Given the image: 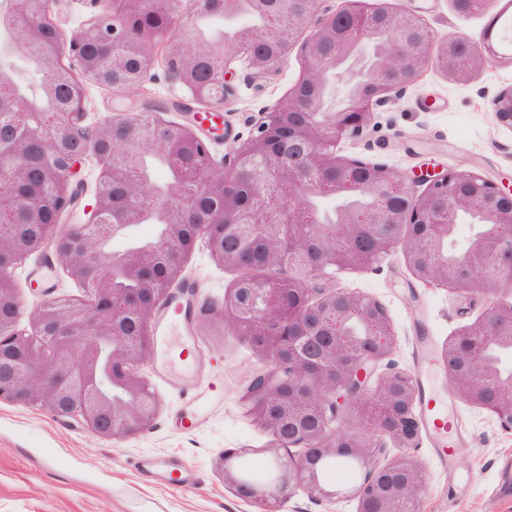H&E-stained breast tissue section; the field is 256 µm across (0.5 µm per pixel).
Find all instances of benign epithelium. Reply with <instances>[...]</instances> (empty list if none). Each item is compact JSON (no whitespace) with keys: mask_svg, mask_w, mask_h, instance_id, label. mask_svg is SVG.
<instances>
[{"mask_svg":"<svg viewBox=\"0 0 512 512\" xmlns=\"http://www.w3.org/2000/svg\"><path fill=\"white\" fill-rule=\"evenodd\" d=\"M50 0H26L28 8L0 12V52L26 57L44 40L43 28L53 25ZM288 6L289 22L274 29L276 50L253 31L241 32L230 44L213 42L206 55V78L197 73L199 58L192 15L210 10L211 0H141L142 11L164 6L166 22L147 29L135 40L123 0H92L96 10L69 38L43 48L41 62L69 77L68 109L53 113L48 131H37L15 145L0 160V184L22 185L31 164L42 159L43 197L55 198L58 211L74 206L77 193L71 179L91 150L117 142L135 153L159 148L177 155L186 143L206 144L186 125L169 121L148 104L143 112L85 124V90L75 80L80 71L89 80L123 90L137 82L128 72L130 59H143L141 78L151 71L144 47L161 40L167 44L165 65L169 77L186 87L193 100L211 112L224 111L234 95L232 79L244 60L257 75L270 73L300 48L302 75L288 97L262 114L251 136L216 162L210 151L200 156V170L174 192L154 199L160 221L171 233L187 222L198 198L220 196L224 206L198 214L208 231L202 242L223 266L239 271L224 297L231 327L257 348L266 360L261 383L240 397L248 414L273 437L265 453L278 456V477L269 484L242 482L237 462L247 448L224 451V479L261 512H279L277 505L294 489L302 488L324 499L339 495L326 482L318 461L339 454L354 457L363 478L350 495L357 512H419L418 498L425 479L418 462L405 455L380 465L383 440L413 448L419 437L413 377L378 367L389 355L394 333L385 307L376 299L333 285L339 271L369 269L395 249H402L416 279L428 286L446 287L471 303L481 300V318L445 347L444 362L450 385L465 400L495 414L512 428V373L505 374L492 351L512 348V302L493 299L503 287L512 288V191L466 170H422L409 176L383 163L336 155L344 139L360 137L370 124L373 109L388 102L389 94L435 69L459 80H469L488 61L499 59L490 42L478 44L452 35L434 43L424 20L407 11L396 13L388 0H349L347 8L318 18L322 0H275ZM498 0H452L463 16L486 14ZM307 37H302V34ZM379 35L385 44L382 62L367 70L346 96L339 110L326 108L322 94L303 96L312 77L330 88L332 77L354 48ZM101 50L93 57L86 44ZM336 44V53L322 47ZM15 77L0 69V112H41L42 103L16 101ZM497 121L512 128V86L491 102ZM124 173L107 162L96 186L95 204L83 224H72L59 235L57 225L43 224L28 240L15 234L0 240V400L41 407L60 419L77 418L102 438L121 440L149 428L156 402L138 369L151 352V320L169 288H153L152 303L135 294L119 295L112 288L113 273L125 271L137 278H153L164 245L143 249L136 261L115 256L107 248L115 225L108 223L114 201L101 187ZM367 176L364 194L370 199L361 210L346 211L330 236L331 245L311 260V235L301 228H317L319 221L308 204L316 194L345 192L352 176ZM480 218L490 233L477 234L462 251L448 250V238L459 212ZM273 229L276 248L269 254L271 277L254 278L245 272L247 240ZM51 246L65 262L71 278L89 288V305L79 309L51 299L27 311L8 271L26 256ZM484 260L490 287L472 286L473 261ZM133 321L134 336L115 335V328ZM364 334L354 336L352 324ZM371 401V437L358 440L339 426L352 405ZM301 448L295 458L279 450Z\"/></svg>","mask_w":512,"mask_h":512,"instance_id":"7a95c632","label":"benign epithelium"}]
</instances>
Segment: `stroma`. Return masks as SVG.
Instances as JSON below:
<instances>
[{
  "mask_svg": "<svg viewBox=\"0 0 512 512\" xmlns=\"http://www.w3.org/2000/svg\"><path fill=\"white\" fill-rule=\"evenodd\" d=\"M390 3L399 13L418 11L438 39L462 34L478 42L489 22L485 15H459L451 0ZM165 51L164 43L154 44L151 78L141 95L164 103L185 100V89L167 77ZM300 73L296 52L262 79L238 64L235 92L223 112L225 135L208 142L215 160L250 137L261 113L287 97ZM511 86L512 66L503 63L481 66L466 82L427 70L375 108L365 135L343 140L336 153L406 173L464 169L511 186L512 130L500 125L491 109L492 99ZM102 165L96 154H88L79 174L78 206L62 214L58 233L86 221ZM236 278V271L204 246L189 255L179 282L213 313L183 321L174 333L178 346L199 349L197 363L172 362L157 350L141 366L139 375L157 404L145 431L106 439L83 422L0 401V512H256L225 481L222 465L228 448L253 449L259 471L273 461L264 452L270 433L240 405L244 386L265 360L222 320L224 293ZM16 282L31 310L48 299L85 295L50 248L29 254ZM335 284L386 307L395 334L388 362L432 390L457 421L459 439L444 460L428 425L420 427L411 454L426 473L421 512H512V429L453 390L442 357L446 344L481 317L483 303L469 304L448 289L424 285L399 250L367 270L337 273Z\"/></svg>",
  "mask_w": 512,
  "mask_h": 512,
  "instance_id": "stroma-1",
  "label": "stroma"
}]
</instances>
